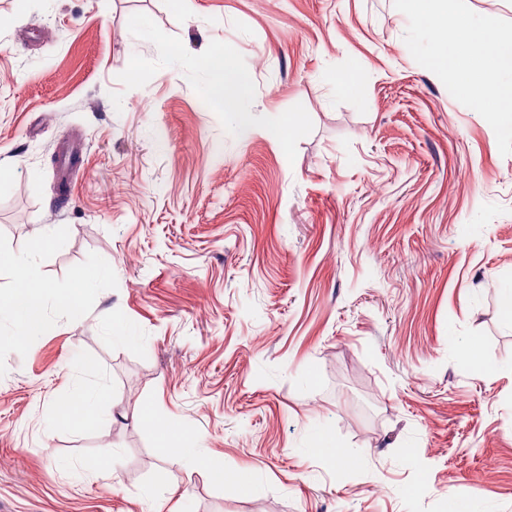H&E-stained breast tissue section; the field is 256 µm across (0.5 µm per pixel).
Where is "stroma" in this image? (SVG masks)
<instances>
[{
    "instance_id": "35a3bbf8",
    "label": "stroma",
    "mask_w": 512,
    "mask_h": 512,
    "mask_svg": "<svg viewBox=\"0 0 512 512\" xmlns=\"http://www.w3.org/2000/svg\"><path fill=\"white\" fill-rule=\"evenodd\" d=\"M407 26L393 0H0V247L50 224L45 279L104 273L0 342V512H512V154ZM224 42L248 136L197 66ZM274 112L301 115L285 152ZM98 383V427L54 422ZM144 406L193 458L159 452ZM319 431L353 464L310 454ZM106 452L107 476L71 474ZM99 277L91 270L77 274L75 285L71 288H56L59 300L69 309H76L81 305L85 293L93 288Z\"/></svg>"
}]
</instances>
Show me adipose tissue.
<instances>
[{
    "instance_id": "1",
    "label": "adipose tissue",
    "mask_w": 512,
    "mask_h": 512,
    "mask_svg": "<svg viewBox=\"0 0 512 512\" xmlns=\"http://www.w3.org/2000/svg\"><path fill=\"white\" fill-rule=\"evenodd\" d=\"M209 77L207 94L211 101L229 114L240 135L252 130L250 114L244 104L249 95L250 80L236 64L230 46L213 47L201 62ZM61 240L50 227H43L33 240L28 259L0 251V270L8 269L13 286L6 296H0V319L10 325L9 342L17 347L29 344L43 330L42 302L49 293H56L59 300L70 309L78 308L86 294L98 281L93 271L77 274L73 287L51 289L42 278L36 260L43 253L60 247ZM111 396L105 387L98 386L77 390L59 402L54 409L57 424L83 430L95 428L101 419L102 409Z\"/></svg>"
}]
</instances>
